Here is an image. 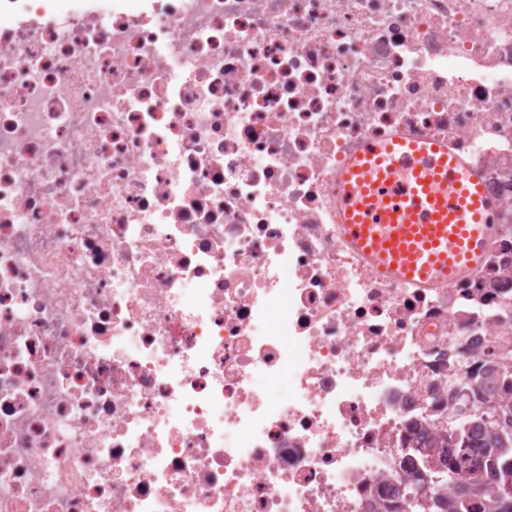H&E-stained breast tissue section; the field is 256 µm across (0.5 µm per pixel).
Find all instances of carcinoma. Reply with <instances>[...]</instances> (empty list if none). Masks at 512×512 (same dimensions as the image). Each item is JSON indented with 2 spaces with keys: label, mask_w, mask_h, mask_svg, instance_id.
Returning a JSON list of instances; mask_svg holds the SVG:
<instances>
[{
  "label": "carcinoma",
  "mask_w": 512,
  "mask_h": 512,
  "mask_svg": "<svg viewBox=\"0 0 512 512\" xmlns=\"http://www.w3.org/2000/svg\"><path fill=\"white\" fill-rule=\"evenodd\" d=\"M456 395L458 412L428 442L437 454L401 467L399 497L373 512H512V348L475 366Z\"/></svg>",
  "instance_id": "cac0c4a2"
}]
</instances>
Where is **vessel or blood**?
<instances>
[{"mask_svg": "<svg viewBox=\"0 0 512 512\" xmlns=\"http://www.w3.org/2000/svg\"><path fill=\"white\" fill-rule=\"evenodd\" d=\"M336 207L350 243L398 279L448 284L484 251L480 190L437 143L363 144L339 174Z\"/></svg>", "mask_w": 512, "mask_h": 512, "instance_id": "b4317fda", "label": "vessel or blood"}]
</instances>
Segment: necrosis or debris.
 I'll list each match as a JSON object with an SVG mask.
<instances>
[{"mask_svg":"<svg viewBox=\"0 0 512 512\" xmlns=\"http://www.w3.org/2000/svg\"><path fill=\"white\" fill-rule=\"evenodd\" d=\"M395 135L484 189L449 284L343 236ZM509 342L512 0H0V512H368Z\"/></svg>","mask_w":512,"mask_h":512,"instance_id":"4bbe7bcc","label":"necrosis or debris"}]
</instances>
